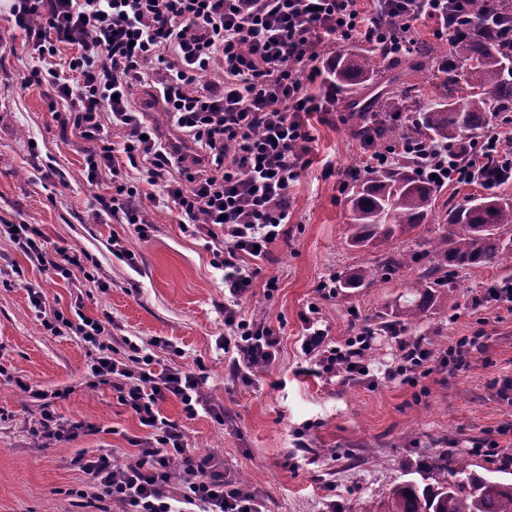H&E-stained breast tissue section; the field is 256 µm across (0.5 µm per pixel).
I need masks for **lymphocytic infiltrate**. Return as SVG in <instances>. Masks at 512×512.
I'll return each instance as SVG.
<instances>
[{"label": "lymphocytic infiltrate", "instance_id": "f902f5d3", "mask_svg": "<svg viewBox=\"0 0 512 512\" xmlns=\"http://www.w3.org/2000/svg\"><path fill=\"white\" fill-rule=\"evenodd\" d=\"M474 2L372 0L364 14L357 0H12L8 17L43 63L33 81L54 87L63 125L91 144L87 181L110 179L109 192L96 197L98 215L145 235V187L126 174L139 168L146 186L162 189L183 229L212 242L229 293L224 326L235 337L239 373L247 377L275 362L279 351L275 330L246 319L239 302L255 284L259 260L287 233L291 190L310 150V119L336 103L333 89L311 90L323 72L324 45L358 37L396 55L409 40L382 29L381 21L403 14L412 26L429 19L441 35L469 16ZM59 56L66 70L54 66ZM212 70L218 80H204ZM139 88L151 102L163 103L181 140L148 127L144 107L134 100ZM499 139L495 133L465 148H425L421 173L458 184L490 164L499 179L511 182L512 152H502ZM0 235L43 270L66 277L82 264L65 250L46 251L31 225L1 224ZM318 314L312 303L302 316L309 374L369 376L368 335L331 343ZM51 321L92 344V375L111 382L121 404L150 431L123 464L102 453L79 457L87 482L78 497L109 502L113 512H260L254 494L227 479L212 456L198 455L184 431L160 414V403L170 396L187 418L208 409L202 375L158 367L154 355L132 340L126 356H114L102 323L84 313L69 318L56 310ZM479 346L476 335L439 353L419 341L405 344L399 363L383 378L415 384L435 366L458 370Z\"/></svg>", "mask_w": 512, "mask_h": 512}]
</instances>
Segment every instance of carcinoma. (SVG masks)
Returning a JSON list of instances; mask_svg holds the SVG:
<instances>
[{"mask_svg": "<svg viewBox=\"0 0 512 512\" xmlns=\"http://www.w3.org/2000/svg\"><path fill=\"white\" fill-rule=\"evenodd\" d=\"M448 77L435 85L434 98L415 113L411 125L395 127L372 114L405 112L416 104L419 87L405 76L426 66L440 51L422 43L397 64L405 73L388 78L384 89L361 103H351L353 135L371 147L388 149L399 142L460 145L480 136L502 112H512V42L500 43L487 35L449 39ZM386 56L377 51L341 49L326 63L325 80L342 94H355L360 86L387 71ZM415 153L401 151L393 163L365 180L355 179L348 204L352 223L347 242L352 247L381 252L378 265H358L338 280V287H367L402 268L417 267L407 283L406 300L377 330L395 333L417 324L448 284V268L466 269L496 263L512 252V196L488 193L448 209L435 236L423 238L419 250H389L390 243L420 226L428 218L435 186L415 172ZM441 453L420 473L422 482L406 480L392 485L383 512H512V482L475 470L468 454L454 458Z\"/></svg>", "mask_w": 512, "mask_h": 512, "instance_id": "cac0c4a2", "label": "carcinoma"}]
</instances>
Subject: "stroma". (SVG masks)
<instances>
[{
	"label": "stroma",
	"instance_id": "1",
	"mask_svg": "<svg viewBox=\"0 0 512 512\" xmlns=\"http://www.w3.org/2000/svg\"><path fill=\"white\" fill-rule=\"evenodd\" d=\"M7 7L0 0V218L32 225L45 248L81 251L96 265L66 279L0 237V512H96L69 494L86 481L76 457L104 449L122 464L147 435L111 386L92 376L94 349L67 328L45 327L52 310L77 302L101 320L114 346L162 338L170 347L155 349L161 363L201 371L210 412L187 419L171 397L161 413L197 453L214 456L251 490L261 512H377L391 483L411 479L441 451L468 453L489 438L512 444V303L483 299L492 285L512 280V259L449 270L447 293L420 324L397 339L375 332L367 353L377 375L396 364L400 340L442 352L458 337L483 333L466 369H434L415 387L384 380L374 388L298 372L305 363L301 316L310 302H319L322 327L341 342L401 304L416 275L403 269L385 283L317 297L320 280L378 258L346 242L345 182L352 168L367 175L368 152L349 130L344 96L310 122L312 151L291 191L288 237L272 245L241 304L280 340L276 361L250 382L224 349V270L206 239L184 232L162 190L153 188L145 202L147 238L96 221L95 197L105 187L86 180L89 144L52 112L50 86L28 84L39 62L8 23ZM116 236L136 265L113 255ZM271 278L278 288L269 295ZM34 288L46 296L39 309ZM45 410L81 424L80 434L63 441L37 434Z\"/></svg>",
	"mask_w": 512,
	"mask_h": 512
}]
</instances>
